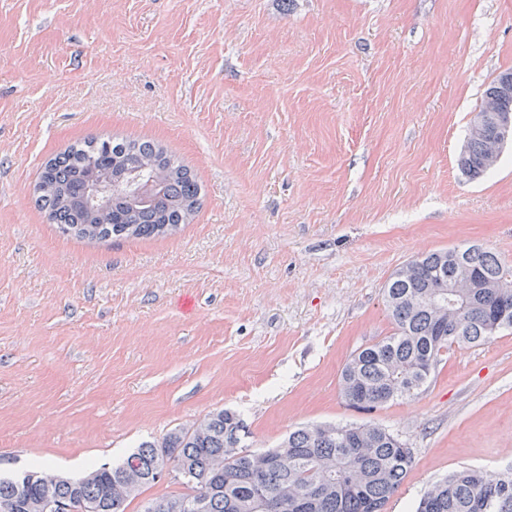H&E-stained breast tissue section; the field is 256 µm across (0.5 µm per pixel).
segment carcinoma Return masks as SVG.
I'll list each match as a JSON object with an SVG mask.
<instances>
[{
  "mask_svg": "<svg viewBox=\"0 0 512 512\" xmlns=\"http://www.w3.org/2000/svg\"><path fill=\"white\" fill-rule=\"evenodd\" d=\"M505 71L486 89L482 106L512 113V94L501 92ZM494 125L469 134L457 161L478 178L492 168L488 158ZM36 202L50 223L87 240L150 239L190 223L200 206L201 186L191 170L161 144L148 139H87L48 159L34 186ZM456 282L453 294L439 287L437 273ZM512 268L488 248L464 245L418 255L389 278L384 302L394 332L356 349L340 374L341 393L353 408L372 410L418 394L442 353L473 347L495 333L500 304H512ZM452 304L429 306L428 293ZM246 425L220 409L199 426L178 429L142 443L121 463L93 464L80 478L32 469L0 477V506L9 512H43L50 496L71 512H126L157 478L163 460L177 462L182 491L147 501L141 512H384L406 479L413 453L397 436L376 425L301 427L277 447L241 446ZM130 474L141 481L116 494ZM415 512H512V470L487 474L463 468L432 484Z\"/></svg>",
  "mask_w": 512,
  "mask_h": 512,
  "instance_id": "carcinoma-1",
  "label": "carcinoma"
}]
</instances>
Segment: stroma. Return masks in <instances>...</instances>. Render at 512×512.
I'll use <instances>...</instances> for the list:
<instances>
[{
  "instance_id": "stroma-1",
  "label": "stroma",
  "mask_w": 512,
  "mask_h": 512,
  "mask_svg": "<svg viewBox=\"0 0 512 512\" xmlns=\"http://www.w3.org/2000/svg\"><path fill=\"white\" fill-rule=\"evenodd\" d=\"M512 70V0H0V472L119 462L209 412L245 445L373 424L413 451L385 512L512 464V331L445 352L414 398L349 407L391 333L390 275L480 243L512 266V146L458 155ZM152 139L196 175L191 223L62 233L35 204L78 140Z\"/></svg>"
}]
</instances>
